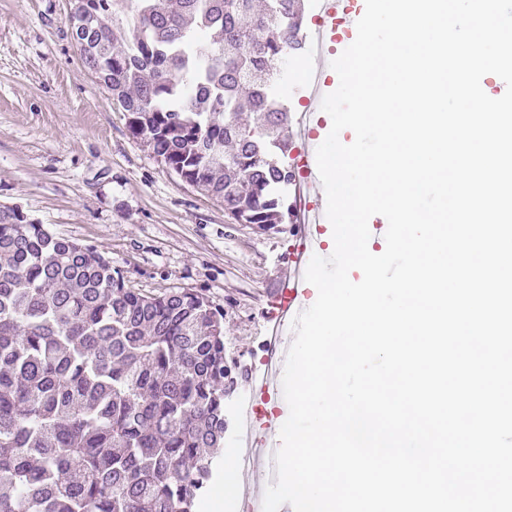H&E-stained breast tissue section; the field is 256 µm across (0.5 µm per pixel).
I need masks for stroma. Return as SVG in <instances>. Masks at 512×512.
Instances as JSON below:
<instances>
[{
    "instance_id": "obj_1",
    "label": "stroma",
    "mask_w": 512,
    "mask_h": 512,
    "mask_svg": "<svg viewBox=\"0 0 512 512\" xmlns=\"http://www.w3.org/2000/svg\"><path fill=\"white\" fill-rule=\"evenodd\" d=\"M73 0H0V208L95 247L147 295L187 290L224 310V445L236 447L235 407L253 398L265 330L280 315L289 225L263 232L157 161L127 114L83 63L68 18ZM307 66L282 64L288 139L302 148L298 112Z\"/></svg>"
}]
</instances>
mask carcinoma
<instances>
[{
  "label": "carcinoma",
  "instance_id": "carcinoma-1",
  "mask_svg": "<svg viewBox=\"0 0 512 512\" xmlns=\"http://www.w3.org/2000/svg\"><path fill=\"white\" fill-rule=\"evenodd\" d=\"M130 133L262 231L288 224L301 0H76ZM224 447V309L147 295L93 247L0 210V512H193ZM303 49L297 53H290L282 64L283 79L279 86V94L282 99L288 102L290 108V121L288 122V129H285L288 140L291 142L292 151L291 154L297 149H302L304 139L300 138V124L298 122V112H300L299 120L303 123V126H307L305 123L307 120L306 113L309 112V108L302 112L304 107V101L300 98L301 93V80L303 77V71L306 67L312 65V60L306 61L302 58ZM294 116V120H293ZM288 131V133L286 132Z\"/></svg>",
  "mask_w": 512,
  "mask_h": 512
}]
</instances>
